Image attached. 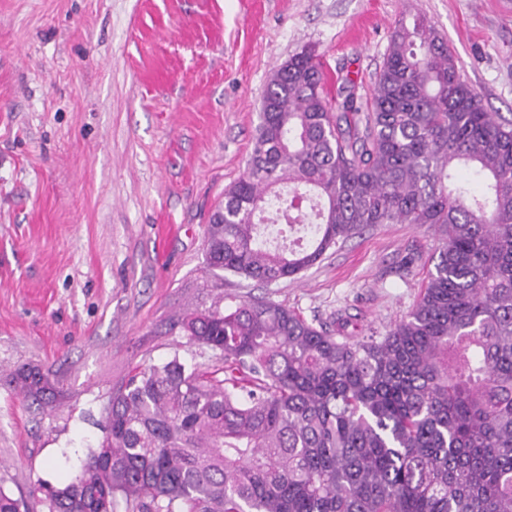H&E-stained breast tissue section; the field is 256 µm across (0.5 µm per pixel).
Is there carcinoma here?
Segmentation results:
<instances>
[{
    "label": "carcinoma",
    "mask_w": 512,
    "mask_h": 512,
    "mask_svg": "<svg viewBox=\"0 0 512 512\" xmlns=\"http://www.w3.org/2000/svg\"><path fill=\"white\" fill-rule=\"evenodd\" d=\"M377 224L438 241L406 316L353 336L345 310L329 326L220 292L170 324L215 363L136 367L76 473L32 493L48 512H512V121L425 17L393 28L364 107L334 110L309 52L274 70L195 287L295 281ZM12 383L55 399L39 368Z\"/></svg>",
    "instance_id": "1"
}]
</instances>
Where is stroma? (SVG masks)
Segmentation results:
<instances>
[{"label":"stroma","instance_id":"stroma-1","mask_svg":"<svg viewBox=\"0 0 512 512\" xmlns=\"http://www.w3.org/2000/svg\"><path fill=\"white\" fill-rule=\"evenodd\" d=\"M423 15L484 107L512 120V0H0V489L45 512L136 366L210 360L171 318L211 302L204 232L246 170L272 69L308 51L370 98L389 36ZM175 225L159 240L160 225ZM437 241L378 224L296 281L236 277L307 319L383 330L415 303ZM413 266H406L409 256ZM62 397L38 411L5 383L20 366Z\"/></svg>","mask_w":512,"mask_h":512}]
</instances>
